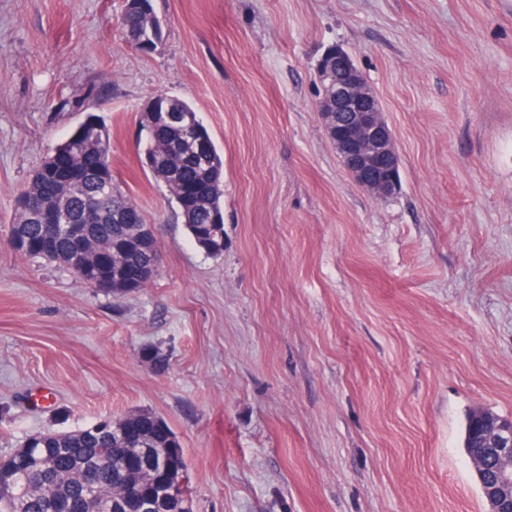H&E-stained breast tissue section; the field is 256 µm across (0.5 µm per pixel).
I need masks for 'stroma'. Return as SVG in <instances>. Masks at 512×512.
Here are the masks:
<instances>
[{
  "label": "stroma",
  "instance_id": "35a3bbf8",
  "mask_svg": "<svg viewBox=\"0 0 512 512\" xmlns=\"http://www.w3.org/2000/svg\"><path fill=\"white\" fill-rule=\"evenodd\" d=\"M153 4L142 52L125 0H0V454L150 411L194 512H487L462 439L472 411L512 418V0ZM336 43L394 133L392 197L354 183L318 119ZM161 93L224 156L223 256L140 162ZM91 114L163 257L122 297L7 244ZM146 1L148 2L147 11L132 9L122 14L120 24L126 42L134 44L143 35L148 36L151 33H153L158 41L161 38V24L155 13L152 0Z\"/></svg>",
  "mask_w": 512,
  "mask_h": 512
}]
</instances>
